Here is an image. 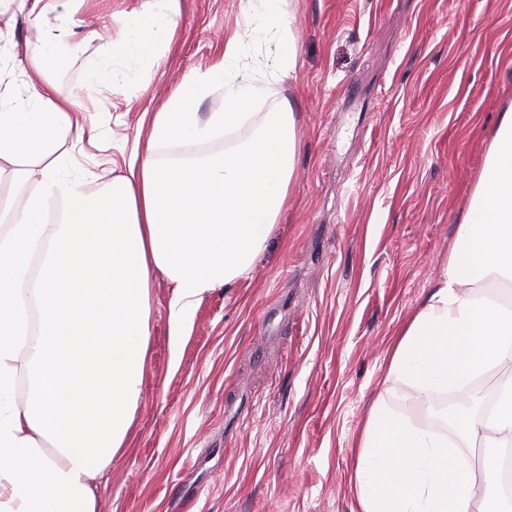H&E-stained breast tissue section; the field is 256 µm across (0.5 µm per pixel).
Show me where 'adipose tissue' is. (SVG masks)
Listing matches in <instances>:
<instances>
[{
  "mask_svg": "<svg viewBox=\"0 0 512 512\" xmlns=\"http://www.w3.org/2000/svg\"><path fill=\"white\" fill-rule=\"evenodd\" d=\"M180 0H139L108 69L91 84L136 82L142 63L174 31ZM254 38H277L280 70L294 72L295 39L282 0H247ZM61 37L26 44L20 89L0 86V512H100L98 477L126 448L148 368L154 273L171 286L169 339L179 351L204 294L249 276L288 206L299 148L290 102L252 112L266 72L248 45L227 42L221 61L185 75L148 115L143 148L99 192L92 171H72L69 137L96 140L83 108L53 76ZM224 105L201 113L211 87ZM249 127L248 136L233 131ZM223 142V150L161 155L163 144ZM512 283V111L502 113L431 291L393 336L386 381L431 418L413 422L385 399L372 405L352 470L357 512H475L477 484H498L497 465L474 468L467 449L512 446V308L480 298L478 283ZM495 370L491 414L439 405ZM29 379L24 402L15 382ZM106 387L105 427L88 434L59 414Z\"/></svg>",
  "mask_w": 512,
  "mask_h": 512,
  "instance_id": "ef3b65f1",
  "label": "adipose tissue"
}]
</instances>
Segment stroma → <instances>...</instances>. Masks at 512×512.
<instances>
[{
    "instance_id": "1",
    "label": "stroma",
    "mask_w": 512,
    "mask_h": 512,
    "mask_svg": "<svg viewBox=\"0 0 512 512\" xmlns=\"http://www.w3.org/2000/svg\"><path fill=\"white\" fill-rule=\"evenodd\" d=\"M136 0H84L55 71L102 132L67 140L93 189L123 173L144 111L248 37L246 0H180L140 82L89 83ZM297 65L251 105L289 101L300 140L288 207L250 276L204 295L179 355L153 278L149 370L103 512H355L351 471L396 329L447 261L501 112L512 0H283ZM94 30L98 41L81 36Z\"/></svg>"
}]
</instances>
